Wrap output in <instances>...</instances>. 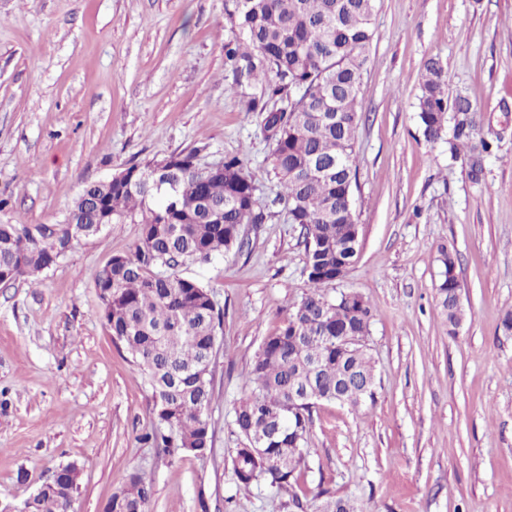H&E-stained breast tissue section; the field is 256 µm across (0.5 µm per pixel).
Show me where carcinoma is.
<instances>
[{
  "label": "carcinoma",
  "mask_w": 512,
  "mask_h": 512,
  "mask_svg": "<svg viewBox=\"0 0 512 512\" xmlns=\"http://www.w3.org/2000/svg\"><path fill=\"white\" fill-rule=\"evenodd\" d=\"M235 34L224 41V63L235 76L261 78L264 94L247 111L264 112L268 160L288 223L300 227L308 288L280 328L265 337L246 375L249 393L235 408L234 432L245 441L232 458L236 485L266 483L292 501L312 408L336 402L358 409L375 402L376 375L367 345L347 348L345 338L367 339L373 312L357 292L330 297L325 287L358 257L357 216L347 205L355 180V141L363 118L362 85L373 37L375 0H225ZM281 101L283 106L269 104ZM425 139L463 156L468 177L481 178L492 144L480 135L469 97L448 100L447 76L428 62L416 103ZM162 175L156 163L133 164L131 181L86 184L60 224H0V268L22 263L18 278H36L51 255L71 252V222L89 226L138 218L141 233L127 253L116 254L94 281L102 318L112 337L144 375L154 399L156 425L144 440L204 457L213 446L208 410L213 398V344L221 314L208 287L180 273L188 263H209L245 245L243 225L271 214L258 205V188L245 160L226 157L213 170L197 154ZM168 178L158 191L156 181ZM443 267L437 306L456 332L464 309L455 254L438 250ZM304 388L308 399L292 401ZM72 482L34 501L31 512H65ZM150 484L135 473L112 495V512H148ZM312 512H355L350 501L322 489Z\"/></svg>",
  "instance_id": "carcinoma-1"
}]
</instances>
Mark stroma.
I'll use <instances>...</instances> for the list:
<instances>
[{"label":"stroma","instance_id":"35a3bbf8","mask_svg":"<svg viewBox=\"0 0 512 512\" xmlns=\"http://www.w3.org/2000/svg\"><path fill=\"white\" fill-rule=\"evenodd\" d=\"M224 0H0V224H58L86 183L178 153L203 164L248 156L260 206L248 242L183 275L224 313L204 457L145 444L152 392L100 315L97 272L130 251L128 219L83 240L38 278L0 284V512L69 462L74 512H102L131 473L150 512H301L288 491L239 489L234 409L264 338L306 289L297 225L274 198L262 81L224 67ZM438 59L448 94L467 95L494 151L481 182L415 109ZM357 131L353 208L359 256L328 285L356 291L374 317L376 401L312 411L300 483L357 512H512V0H376ZM457 255L466 319L437 307L439 244Z\"/></svg>","mask_w":512,"mask_h":512}]
</instances>
